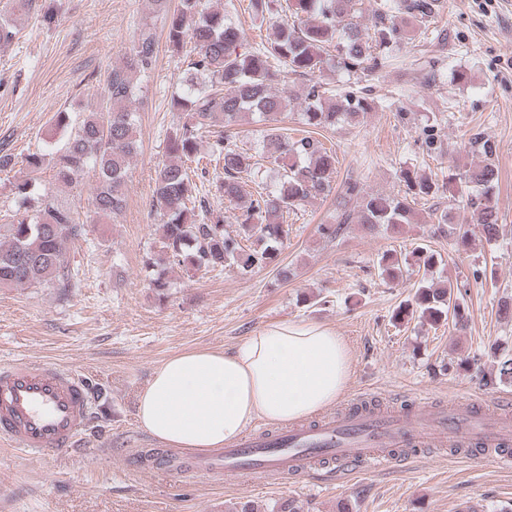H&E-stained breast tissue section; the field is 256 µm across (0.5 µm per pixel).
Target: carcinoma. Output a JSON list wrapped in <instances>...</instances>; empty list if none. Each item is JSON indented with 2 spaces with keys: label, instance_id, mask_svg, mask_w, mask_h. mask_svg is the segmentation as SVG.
<instances>
[{
  "label": "carcinoma",
  "instance_id": "carcinoma-1",
  "mask_svg": "<svg viewBox=\"0 0 512 512\" xmlns=\"http://www.w3.org/2000/svg\"><path fill=\"white\" fill-rule=\"evenodd\" d=\"M35 0H9V10L0 14V44L14 39L10 15L30 11ZM253 18L269 19L266 39L246 48V33L224 12L208 11L202 0H179L167 15L166 39L179 53L186 43L194 45L197 58L189 63L183 96L175 102L183 122L168 140L175 160L157 169L152 205L162 217L161 252L172 263L189 271L235 265L243 274L274 267L288 225L284 213L303 202L326 198L335 190L336 154L308 135L293 138L278 126L288 117V96L273 92L274 86L290 75L309 78L303 99L301 122L313 129H330L339 121H357L372 110L367 93L348 90L339 104H326L327 89L316 74L333 66L349 77L368 76L384 66L393 52L407 44L405 30L395 21L402 14L427 27L439 8L437 0H379L365 8V0H248ZM370 22L363 24V14ZM156 42L145 29L131 42L123 65L111 70L102 101L84 111L64 144L48 152L29 153L22 160L25 175L12 183L15 208L3 215L0 224V287H72L73 273L65 262V244L82 236L84 225L76 222L77 206L58 200L39 188L45 163H50L54 180L78 188L80 177L94 173L96 189L91 199L95 213L110 217L123 209L130 158L139 147L138 126L131 104L138 81L151 74ZM251 112L270 123L259 143L270 168L259 174L255 155L221 134L216 135L211 153H198L202 130L224 119L228 128L241 114ZM469 151L482 157L460 174L475 193L467 198L472 212L470 224H448V215L430 214L437 225H448L456 251L469 248L479 235L486 241L500 234L499 213L491 191L498 182L494 162L496 146L477 133L469 140ZM222 164L218 190L224 200L241 210L238 230L232 234L222 224L204 222L207 204L193 182L186 163ZM255 179L257 190L247 196L243 177ZM403 192L382 196L367 192L357 180H349L336 207L334 222L321 224L320 234L334 240L348 224H360L370 232L383 226L397 230L414 223L411 203L440 192L438 182L410 169L399 174ZM433 266L434 256L418 250L411 256L382 258V271L398 281L415 265ZM460 285L448 277L419 288L411 304L400 306L393 315L398 323L418 318L430 325L449 323L456 331L468 326L461 303ZM496 371L481 374L487 385L512 383V357H494Z\"/></svg>",
  "mask_w": 512,
  "mask_h": 512
}]
</instances>
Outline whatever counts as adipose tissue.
I'll list each match as a JSON object with an SVG mask.
<instances>
[{
    "label": "adipose tissue",
    "mask_w": 512,
    "mask_h": 512,
    "mask_svg": "<svg viewBox=\"0 0 512 512\" xmlns=\"http://www.w3.org/2000/svg\"><path fill=\"white\" fill-rule=\"evenodd\" d=\"M349 380V352L335 331L287 321L258 329L229 353L170 358L139 395L136 418L166 446L221 448L255 420L287 423L329 407Z\"/></svg>",
    "instance_id": "adipose-tissue-1"
}]
</instances>
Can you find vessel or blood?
<instances>
[{
  "label": "vessel or blood",
  "instance_id": "1",
  "mask_svg": "<svg viewBox=\"0 0 512 512\" xmlns=\"http://www.w3.org/2000/svg\"><path fill=\"white\" fill-rule=\"evenodd\" d=\"M92 404L88 384L75 371L17 361L0 366V444L37 455L80 448ZM464 448L512 466V408L477 396L445 403L421 400L407 412L355 403L342 416L294 425L276 434L243 433L224 452L170 460L157 469L201 475L260 473L313 476L318 462L337 475L353 465L370 469L421 448Z\"/></svg>",
  "mask_w": 512,
  "mask_h": 512
}]
</instances>
